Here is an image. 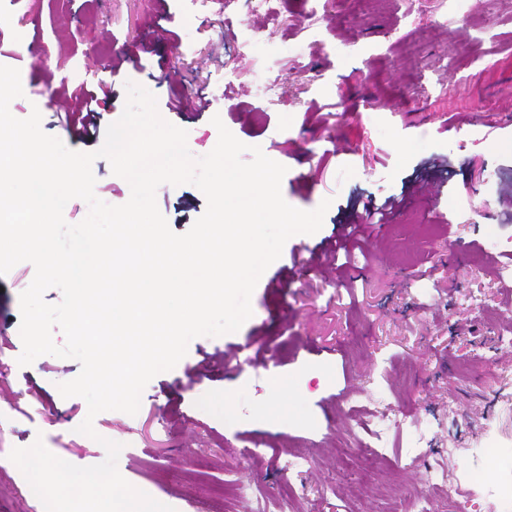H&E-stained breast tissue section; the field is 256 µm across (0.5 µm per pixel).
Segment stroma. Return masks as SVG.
I'll use <instances>...</instances> for the list:
<instances>
[{"mask_svg":"<svg viewBox=\"0 0 512 512\" xmlns=\"http://www.w3.org/2000/svg\"><path fill=\"white\" fill-rule=\"evenodd\" d=\"M0 65L21 73L13 116L69 149H99L126 84L151 92L197 157L220 117L282 164L284 200L331 205L285 243L251 317L192 339L144 388L136 415L88 413L59 383L81 364L17 362L20 295L35 269L0 275V512H44L8 458L35 441L77 466L117 467L175 512H448L426 476L502 477L488 438L512 444V0H0ZM99 91L97 129L71 120ZM401 199L336 269L353 217ZM170 229L207 208L194 185L158 188ZM477 355L464 365L460 347ZM245 347L258 365L225 369ZM383 432L370 480L359 447ZM233 494L217 503L216 489Z\"/></svg>","mask_w":512,"mask_h":512,"instance_id":"obj_1","label":"stroma"}]
</instances>
